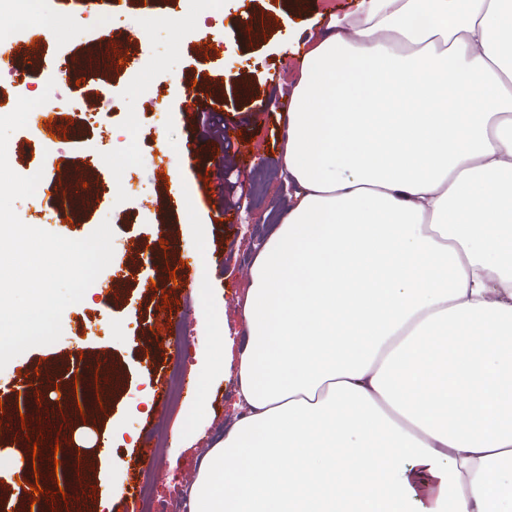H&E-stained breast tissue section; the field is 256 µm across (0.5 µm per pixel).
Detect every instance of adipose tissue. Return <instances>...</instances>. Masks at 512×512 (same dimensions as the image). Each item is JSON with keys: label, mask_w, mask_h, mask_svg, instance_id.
<instances>
[{"label": "adipose tissue", "mask_w": 512, "mask_h": 512, "mask_svg": "<svg viewBox=\"0 0 512 512\" xmlns=\"http://www.w3.org/2000/svg\"><path fill=\"white\" fill-rule=\"evenodd\" d=\"M281 170L192 512H512V0L331 17Z\"/></svg>", "instance_id": "obj_1"}]
</instances>
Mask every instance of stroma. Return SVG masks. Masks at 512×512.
<instances>
[{"instance_id":"1","label":"stroma","mask_w":512,"mask_h":512,"mask_svg":"<svg viewBox=\"0 0 512 512\" xmlns=\"http://www.w3.org/2000/svg\"><path fill=\"white\" fill-rule=\"evenodd\" d=\"M359 2L310 0L299 12L293 0H220L207 17L172 0L87 10L78 0H52V34L15 37L14 64L0 69V112L41 96L51 82L65 133L26 152L29 128L15 131L11 168L30 175L40 154L88 163L84 182L66 186L79 197L77 223L48 230L82 239L106 221L114 232L113 263L64 310L61 338L0 370V403L14 412L17 393L27 394L25 427L11 445L18 455L39 439L45 367L121 368L123 391L85 405L106 445L88 453L80 476L86 512H145L142 498H126L131 485L179 501L202 456L233 424L238 385L224 375V341L238 350L246 342L251 265L292 203L281 189L287 134L274 132L271 113L290 103L298 54L320 36L322 19L354 12ZM218 23L222 37L199 38L200 27ZM112 45L118 55L90 91L61 77L60 67ZM142 70L153 85L149 99L133 87ZM191 95L223 97V137L203 135L185 110ZM199 167L208 179L197 178ZM176 184L192 200L190 212L181 211ZM219 207L231 223L216 222ZM178 270L184 285L159 296L156 284ZM168 299L177 301L178 319L167 317ZM175 364L185 377L177 399L169 388Z\"/></svg>"}]
</instances>
